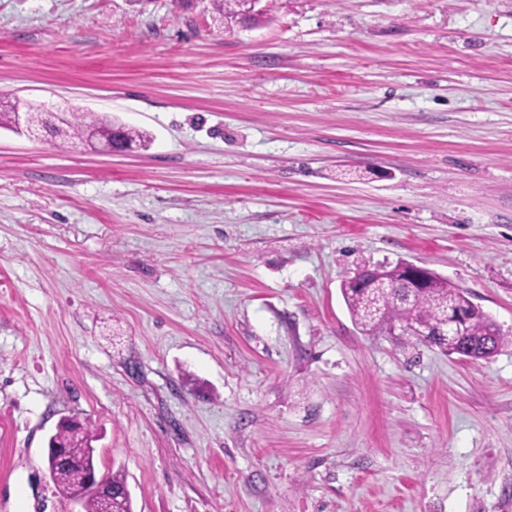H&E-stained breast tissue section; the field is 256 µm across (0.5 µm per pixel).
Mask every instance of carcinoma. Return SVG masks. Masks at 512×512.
I'll use <instances>...</instances> for the list:
<instances>
[{
    "mask_svg": "<svg viewBox=\"0 0 512 512\" xmlns=\"http://www.w3.org/2000/svg\"><path fill=\"white\" fill-rule=\"evenodd\" d=\"M215 18L222 21H239L240 0H210ZM30 107L28 103H14L0 111V128L16 129L19 110ZM30 125L39 133L45 132L54 138L76 139L90 146L103 140L116 139L123 148L144 146L149 137L144 131L128 125L117 124L108 116L94 114H70L53 112L26 113ZM396 266L364 265L354 277L343 281L342 295L355 324L364 332L378 330L376 319L398 323L404 331L412 328H428L430 335L418 336L416 340L438 347L448 355L465 354L471 360H487L493 357L512 338L504 335L495 321L484 314L470 300L469 293L432 270H427L426 286L414 294L411 301L404 303L406 286L397 282L390 288L382 287L386 278ZM468 315V320L458 336L448 331L451 311ZM93 436L84 426L67 421L59 424L52 437V445L64 450L72 461L60 466L54 482L62 494L77 489L85 474L96 471ZM107 483L115 490L112 499L113 512H133L131 498L121 494L125 479L120 474L107 477Z\"/></svg>",
    "mask_w": 512,
    "mask_h": 512,
    "instance_id": "cac0c4a2",
    "label": "carcinoma"
}]
</instances>
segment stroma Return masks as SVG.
<instances>
[{"instance_id": "35a3bbf8", "label": "stroma", "mask_w": 512, "mask_h": 512, "mask_svg": "<svg viewBox=\"0 0 512 512\" xmlns=\"http://www.w3.org/2000/svg\"><path fill=\"white\" fill-rule=\"evenodd\" d=\"M17 98L152 141L0 128V512H72L65 417L135 512H512V344L341 294L405 260L512 335V0H0ZM397 263L364 265L357 275L341 285L351 317L363 332L378 330L376 319L382 318L390 324L398 323L419 342L436 346L449 356L464 353L471 360H487L505 343H512L511 336H504L495 321L472 303L465 289L429 268L426 286L407 303L401 301L407 292L403 283L381 288V279H387ZM452 309L469 316L460 336L448 332ZM423 327L430 329L429 336H423L422 331L417 332V336L409 332V329Z\"/></svg>"}]
</instances>
